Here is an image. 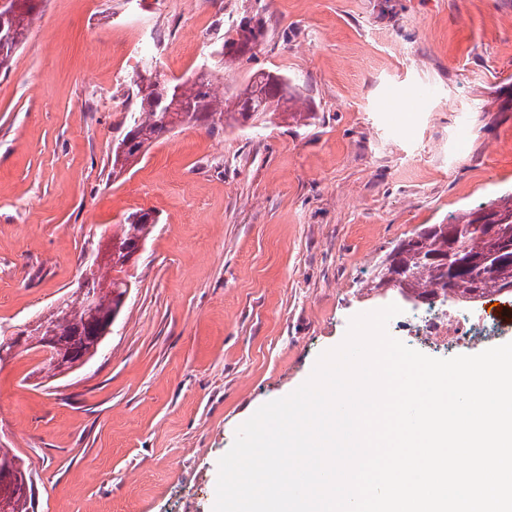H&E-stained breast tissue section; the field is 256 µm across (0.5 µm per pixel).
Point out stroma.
Here are the masks:
<instances>
[{
	"mask_svg": "<svg viewBox=\"0 0 512 512\" xmlns=\"http://www.w3.org/2000/svg\"><path fill=\"white\" fill-rule=\"evenodd\" d=\"M261 14L231 91L277 70L306 127H178L112 174L144 63L195 72ZM512 193V0H45L0 72V328L68 298L103 230L158 220L98 354L0 360V448L34 512H213L237 428L311 375L400 241ZM257 16L258 13L252 16L243 15L237 21L236 25H229L227 30L224 32V41L220 45L216 46V48L214 49V52L217 54V56L220 57L221 55H223L225 62L233 61L238 58L234 49L226 46L229 43H234V36L239 35L240 31L246 33L244 41L239 45V47L242 48L244 52V48L247 47L249 43H255L260 36L263 37L264 26L262 20L260 18H257ZM244 27H246L245 30ZM232 32H235V35L233 37H231ZM224 47L226 48L224 49Z\"/></svg>",
	"mask_w": 512,
	"mask_h": 512,
	"instance_id": "35a3bbf8",
	"label": "stroma"
}]
</instances>
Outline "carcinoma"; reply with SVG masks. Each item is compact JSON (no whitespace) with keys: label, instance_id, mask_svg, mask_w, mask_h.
Masks as SVG:
<instances>
[{"label":"carcinoma","instance_id":"obj_1","mask_svg":"<svg viewBox=\"0 0 512 512\" xmlns=\"http://www.w3.org/2000/svg\"><path fill=\"white\" fill-rule=\"evenodd\" d=\"M34 13L23 12L11 18H0V27L14 31L17 42H0V69H8L14 61ZM245 33L240 48L254 43L264 34L262 20L243 15L225 31L227 38L214 52L221 56L224 47L235 41L231 34ZM299 90L288 91L264 84V73L250 74L243 87L231 94H219L212 75L202 72L193 80L181 78L164 83L151 98L139 97L136 110L127 131L112 150V170H123L126 164L147 151L154 142L177 127L195 121L212 119V129H220L228 121L265 125L277 113H287L297 123L312 118L309 112L295 110L301 99ZM489 207L512 227V194L491 202ZM458 236L450 240L449 231L441 224H429L393 248L381 262L378 280L391 271V261L404 270V281L398 289L417 298H429L437 291L448 289L463 303L483 299L490 294L502 293L505 284H512V236H492L474 227L472 211L461 213L455 220ZM155 229L148 215L130 213L124 223L112 228V241L119 244L118 261L128 260L129 251L147 242ZM88 280L99 293L97 313L106 317L122 314L124 296L133 286L135 276L121 279L111 275L99 276L87 268ZM90 313L84 298L73 296L62 301L55 309L39 319V324L28 333L31 348L43 342L39 336L42 324L54 326L60 344V355L72 357L89 350L94 339L89 330ZM8 507L0 512H29L32 495L23 485L8 493Z\"/></svg>","mask_w":512,"mask_h":512}]
</instances>
